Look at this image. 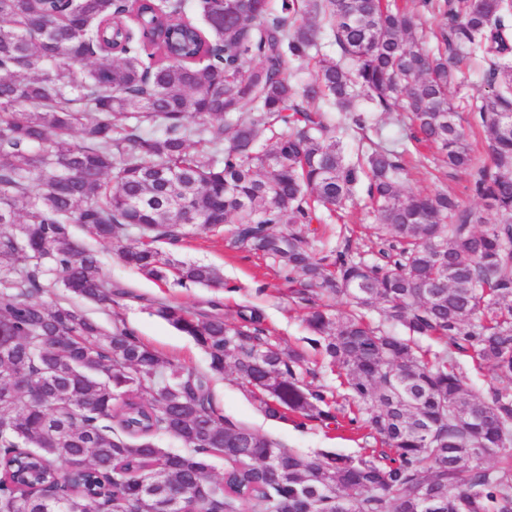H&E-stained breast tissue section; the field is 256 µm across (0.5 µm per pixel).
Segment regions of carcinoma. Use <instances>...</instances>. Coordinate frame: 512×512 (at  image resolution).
Returning a JSON list of instances; mask_svg holds the SVG:
<instances>
[{
	"label": "carcinoma",
	"mask_w": 512,
	"mask_h": 512,
	"mask_svg": "<svg viewBox=\"0 0 512 512\" xmlns=\"http://www.w3.org/2000/svg\"><path fill=\"white\" fill-rule=\"evenodd\" d=\"M196 2L202 27L183 0H0V512H512V0H419L429 31L400 0ZM473 54L487 89L455 101ZM333 109L362 132L397 112L404 139L351 158ZM424 147L496 222L403 193ZM363 184L396 252L314 251ZM225 224L284 269L336 389L256 306L154 304L201 371L75 304L110 312L114 285L73 226L155 283L221 288L158 243ZM228 371L266 417L372 447L303 454L232 421L211 390Z\"/></svg>",
	"instance_id": "obj_1"
}]
</instances>
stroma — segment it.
Listing matches in <instances>:
<instances>
[{"mask_svg":"<svg viewBox=\"0 0 512 512\" xmlns=\"http://www.w3.org/2000/svg\"><path fill=\"white\" fill-rule=\"evenodd\" d=\"M440 171L441 165L436 162L413 172L403 180V191L430 193L446 187L460 193L465 205L480 208V201L464 192L463 179L445 180L441 178ZM376 224L374 213L365 205H357L348 223L330 220L320 246L324 249L335 246L339 236L344 235L353 253L375 258L378 250L385 246L376 234ZM231 230V225L227 224L216 232L199 231L172 248L180 260L219 267L224 274V285L218 289L192 284L184 287L157 285L122 265L113 256L111 246L99 245L102 272L115 286L111 312H117L140 341L195 369L206 368L204 352L190 337L155 317L151 310L153 301L166 299L196 307L202 300L216 296L221 299L224 316L230 321L235 320L239 306L254 304L264 309L267 324L281 345L307 350L304 311L289 298L288 283L283 273L271 260L237 247ZM212 393L215 405L224 416L284 447L308 453L325 449L355 455L360 451L359 443L348 440L346 433L327 429L320 423L311 422L302 429L289 422L266 418L255 409L247 392L231 376L216 379Z\"/></svg>","mask_w":512,"mask_h":512,"instance_id":"1","label":"stroma"}]
</instances>
